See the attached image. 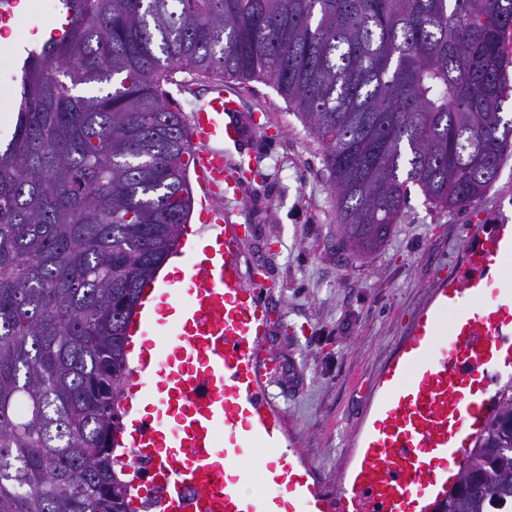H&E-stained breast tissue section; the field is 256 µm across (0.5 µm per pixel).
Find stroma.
Returning a JSON list of instances; mask_svg holds the SVG:
<instances>
[{
  "mask_svg": "<svg viewBox=\"0 0 512 512\" xmlns=\"http://www.w3.org/2000/svg\"><path fill=\"white\" fill-rule=\"evenodd\" d=\"M25 49L14 44L0 55V147L13 131ZM216 87L239 94L248 122L252 171L225 207L247 227L241 268L263 282L272 314L261 354L278 369L266 394L284 420L286 449L332 492L355 465L378 383L416 316L435 307L437 285L456 283L474 247L512 226V154L466 209L429 210L411 188L387 240L357 254L338 243L321 143L267 81L179 72L167 90L171 106L188 115Z\"/></svg>",
  "mask_w": 512,
  "mask_h": 512,
  "instance_id": "stroma-1",
  "label": "stroma"
}]
</instances>
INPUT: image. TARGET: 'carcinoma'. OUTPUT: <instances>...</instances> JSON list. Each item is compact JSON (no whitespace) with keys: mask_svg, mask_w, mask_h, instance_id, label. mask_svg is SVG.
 I'll return each instance as SVG.
<instances>
[{"mask_svg":"<svg viewBox=\"0 0 512 512\" xmlns=\"http://www.w3.org/2000/svg\"><path fill=\"white\" fill-rule=\"evenodd\" d=\"M0 149V512H139L126 346L194 199L165 86L268 80L324 147L336 232L379 246L410 186L483 198L512 149V0H59ZM512 506V378L437 512Z\"/></svg>","mask_w":512,"mask_h":512,"instance_id":"obj_1","label":"carcinoma"}]
</instances>
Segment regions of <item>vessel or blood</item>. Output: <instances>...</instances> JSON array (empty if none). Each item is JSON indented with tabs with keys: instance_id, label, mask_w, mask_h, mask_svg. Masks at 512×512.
<instances>
[{
	"instance_id": "1",
	"label": "vessel or blood",
	"mask_w": 512,
	"mask_h": 512,
	"mask_svg": "<svg viewBox=\"0 0 512 512\" xmlns=\"http://www.w3.org/2000/svg\"><path fill=\"white\" fill-rule=\"evenodd\" d=\"M189 141L205 246L191 252L181 277L159 292L144 290L132 329L144 342L127 404L144 401L154 411L149 428H136L132 453L151 464L158 512H407L412 498L436 484L439 469L458 466L464 434L482 423L472 386L502 347L500 313L488 303L480 314L453 319L448 334L440 325L495 264L499 243L472 252L461 287L440 286L437 310L417 317V352L397 356L386 373L394 386L361 443L352 488L329 496L282 449V419L263 393L272 367L260 361L258 346L271 314L260 280L243 284L242 227L223 207L240 192L237 169L224 157L225 147L239 151L246 141L237 95L218 89L195 109ZM160 333L170 336L168 349H156L152 338ZM256 448L269 457L262 493L225 475Z\"/></svg>"
}]
</instances>
